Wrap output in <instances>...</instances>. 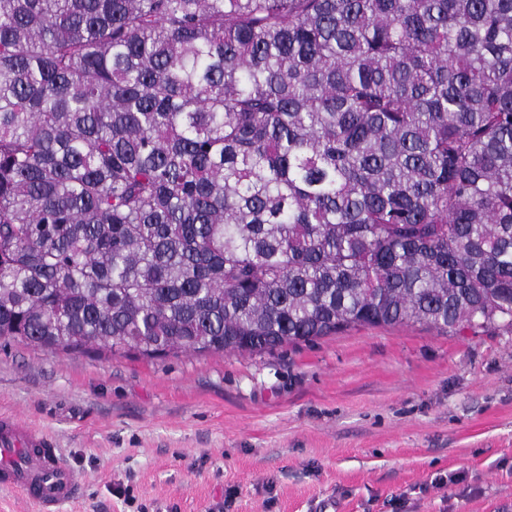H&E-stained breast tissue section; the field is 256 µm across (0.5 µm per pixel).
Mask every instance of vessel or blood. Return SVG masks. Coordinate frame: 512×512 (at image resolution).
I'll list each match as a JSON object with an SVG mask.
<instances>
[{
  "mask_svg": "<svg viewBox=\"0 0 512 512\" xmlns=\"http://www.w3.org/2000/svg\"><path fill=\"white\" fill-rule=\"evenodd\" d=\"M0 487L22 490L39 512H57L80 491L75 473L52 440L8 416L0 418Z\"/></svg>",
  "mask_w": 512,
  "mask_h": 512,
  "instance_id": "1",
  "label": "vessel or blood"
}]
</instances>
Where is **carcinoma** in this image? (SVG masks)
I'll use <instances>...</instances> for the list:
<instances>
[{
  "label": "carcinoma",
  "mask_w": 512,
  "mask_h": 512,
  "mask_svg": "<svg viewBox=\"0 0 512 512\" xmlns=\"http://www.w3.org/2000/svg\"><path fill=\"white\" fill-rule=\"evenodd\" d=\"M512 331V0H0V339Z\"/></svg>",
  "instance_id": "cac0c4a2"
}]
</instances>
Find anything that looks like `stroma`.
Returning <instances> with one entry per match:
<instances>
[{"mask_svg":"<svg viewBox=\"0 0 512 512\" xmlns=\"http://www.w3.org/2000/svg\"><path fill=\"white\" fill-rule=\"evenodd\" d=\"M82 481L62 512H512V333L355 327L163 359L0 339V414Z\"/></svg>","mask_w":512,"mask_h":512,"instance_id":"1","label":"stroma"}]
</instances>
